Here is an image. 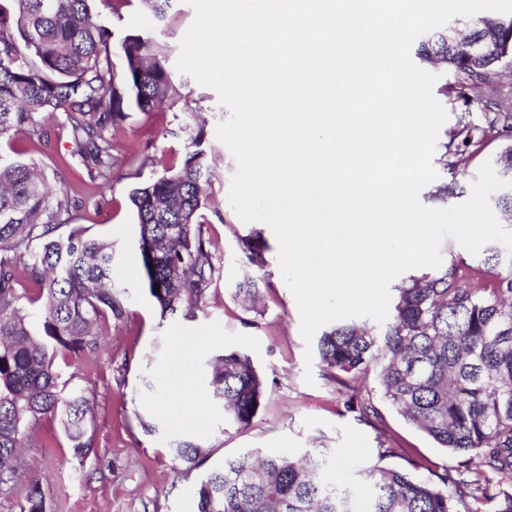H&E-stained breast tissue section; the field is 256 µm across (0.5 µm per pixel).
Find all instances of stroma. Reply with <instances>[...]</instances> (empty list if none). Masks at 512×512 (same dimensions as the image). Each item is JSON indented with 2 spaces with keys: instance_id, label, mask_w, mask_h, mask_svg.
<instances>
[{
  "instance_id": "1",
  "label": "stroma",
  "mask_w": 512,
  "mask_h": 512,
  "mask_svg": "<svg viewBox=\"0 0 512 512\" xmlns=\"http://www.w3.org/2000/svg\"><path fill=\"white\" fill-rule=\"evenodd\" d=\"M120 12L116 20L109 9L99 10L115 33L152 35L173 61L195 17L186 0H172L161 21L141 0H127ZM173 78L205 118L206 146L213 157L208 222L203 226L216 268L211 290L194 313L167 318L161 317L147 292L128 193L179 160L184 142L171 131L181 122L182 107L131 113L116 133L124 160L112 168V188L102 205L93 202L99 178L82 166L65 173V189L85 202L73 214L75 223L91 236L111 240L114 284L130 295L127 316L109 322L98 346L72 361L76 382L93 403V447L84 463H77L58 422L43 419L24 448L22 474L11 488L0 489V512H20L34 475L45 491L46 512H196V491L206 470L249 449L297 457L320 449L329 458L330 480L342 485L357 482L359 472L376 463L416 478L432 477L442 466L452 465L445 449L382 398L376 371H369L360 384L362 397L379 412L378 419L367 423L345 407L351 389L338 383L320 361L306 362L300 312L279 268L277 239L265 223L243 222L229 202L237 162L218 140L216 128L229 119L230 111L215 90L190 75L177 71ZM456 84L453 71L438 70L432 93L447 112L438 135L442 143L448 142L462 113L478 123L493 109L478 85L469 84L459 94ZM70 142V127L58 118L50 144L23 136L2 139L0 154L31 163L50 176ZM497 149V143L486 145L462 171L445 167L437 157L432 165L439 181H458L456 200L461 203L469 197L479 168ZM252 237L266 247L267 264L260 270L240 260L243 240ZM248 277L260 286L253 304L234 295L237 283ZM227 348L249 354L266 378L258 413L246 427L225 424L222 407L209 397V364ZM308 374L313 377L309 384L304 381ZM186 378L202 394L201 403L187 404L180 388ZM147 423L153 432L144 431ZM186 436L212 450L203 466L189 472L171 452L173 441ZM355 439L360 442L356 448L351 445Z\"/></svg>"
}]
</instances>
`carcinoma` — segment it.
<instances>
[{
    "label": "carcinoma",
    "mask_w": 512,
    "mask_h": 512,
    "mask_svg": "<svg viewBox=\"0 0 512 512\" xmlns=\"http://www.w3.org/2000/svg\"><path fill=\"white\" fill-rule=\"evenodd\" d=\"M16 18L0 10V140L24 135L47 145L40 121L65 114L69 155L87 169L112 170V130L129 112L149 113L185 99L150 36L115 37L94 4L125 0H12ZM479 52L465 53L448 33L422 39L416 57L453 71L459 89L482 81L497 99L481 123L462 116L449 151L467 164L489 143L500 142L493 166L512 171V92L488 79L512 64V17L490 13L465 23ZM117 43L121 66L112 61ZM175 135L184 152L134 187L129 200L139 228L138 252L148 294L161 317L200 308L213 282L212 244L205 238L213 167L206 131L187 106ZM82 201L52 189L31 164L0 157V483L21 468L19 448L45 417L60 422L76 459L92 445L91 403L60 362L92 350L101 325L127 313L128 291L112 283V242L89 237L72 223ZM68 227L67 232L59 229ZM243 258L267 264L265 247L245 240ZM159 291H154V286ZM36 297H29V291ZM391 319L380 330L349 321L329 326L317 340L321 364L354 391L350 410L369 420L379 412L359 395L358 380L378 365L383 398L405 419L447 449L455 463L420 480L373 465L362 473L369 512H512V489L484 496L493 473L512 481V253L492 246L477 266L449 263L396 288ZM41 303L37 318L22 304ZM211 399L241 426L255 418L266 383L251 359L226 350L212 366ZM172 452L193 470L210 449L191 441ZM319 452H245L212 468L197 488V512H354V493L327 480ZM21 512H45L42 486L29 484Z\"/></svg>",
    "instance_id": "carcinoma-1"
}]
</instances>
